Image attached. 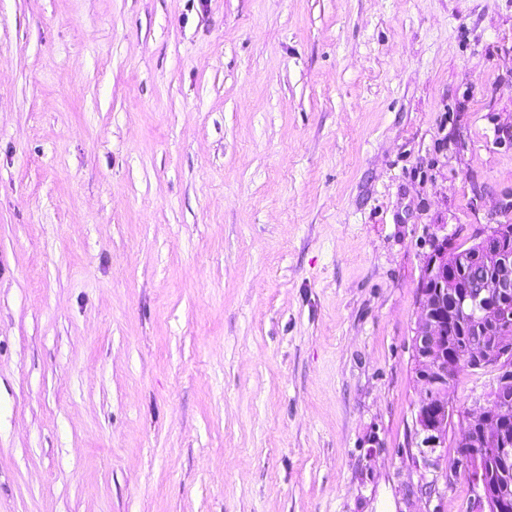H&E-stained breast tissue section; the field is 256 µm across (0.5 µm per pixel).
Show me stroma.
Listing matches in <instances>:
<instances>
[{"label": "stroma", "mask_w": 512, "mask_h": 512, "mask_svg": "<svg viewBox=\"0 0 512 512\" xmlns=\"http://www.w3.org/2000/svg\"><path fill=\"white\" fill-rule=\"evenodd\" d=\"M495 224L512 0H0V512H471L412 345Z\"/></svg>", "instance_id": "35a3bbf8"}]
</instances>
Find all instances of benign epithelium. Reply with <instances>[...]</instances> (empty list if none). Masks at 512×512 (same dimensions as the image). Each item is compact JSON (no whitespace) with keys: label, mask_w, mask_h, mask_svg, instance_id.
<instances>
[{"label":"benign epithelium","mask_w":512,"mask_h":512,"mask_svg":"<svg viewBox=\"0 0 512 512\" xmlns=\"http://www.w3.org/2000/svg\"><path fill=\"white\" fill-rule=\"evenodd\" d=\"M453 277L454 271L448 267V250L432 249L427 260L425 284L418 293L413 354L422 367L418 373L421 388L415 403L414 431L420 439L417 447L432 452L448 447V424L454 414L448 403V310H456L472 320L490 321L492 315L501 313L512 299V266L507 263L493 279L473 283L450 297L448 282ZM508 330L507 325L493 324L492 344L471 356L465 354L455 362L462 364L475 359L483 363L495 362L494 371L501 367L511 368L512 344L506 336ZM468 417L482 440L493 443L489 453L501 459L512 457V429L506 421L490 415L488 405L479 403ZM471 473L476 512H508L512 509V498L485 471L481 457H474Z\"/></svg>","instance_id":"benign-epithelium-1"}]
</instances>
